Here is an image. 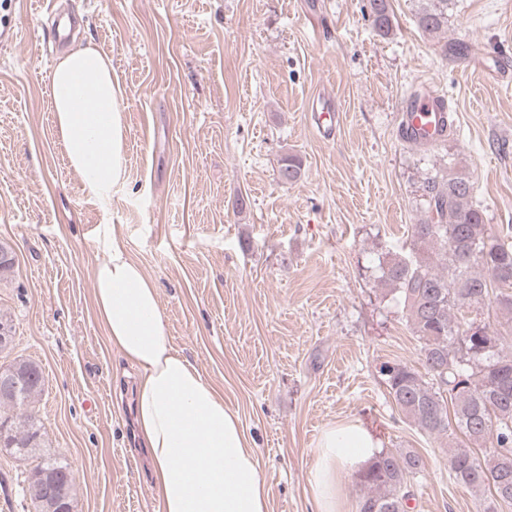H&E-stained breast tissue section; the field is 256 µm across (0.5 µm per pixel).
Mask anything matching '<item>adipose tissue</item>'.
<instances>
[{"mask_svg": "<svg viewBox=\"0 0 512 512\" xmlns=\"http://www.w3.org/2000/svg\"><path fill=\"white\" fill-rule=\"evenodd\" d=\"M51 97L71 168L90 196L108 201L126 173L111 60L90 45L71 50L55 67ZM93 279L107 339L137 371L135 435L151 460L158 512H269L267 481L237 412L173 346L154 282L110 235L102 237ZM379 452L360 421L324 427L309 478L316 512H341L337 474L365 470Z\"/></svg>", "mask_w": 512, "mask_h": 512, "instance_id": "adipose-tissue-1", "label": "adipose tissue"}]
</instances>
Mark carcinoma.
I'll return each mask as SVG.
<instances>
[{
    "label": "carcinoma",
    "mask_w": 512,
    "mask_h": 512,
    "mask_svg": "<svg viewBox=\"0 0 512 512\" xmlns=\"http://www.w3.org/2000/svg\"><path fill=\"white\" fill-rule=\"evenodd\" d=\"M414 2L424 31L448 27L451 0ZM369 8L377 31L390 35L389 0H369ZM301 173L298 156L281 159V183L292 184ZM422 191L427 217L412 225L407 249L379 253L377 265L381 295L395 304L420 343L421 368L388 362L379 373L406 419L429 437L448 439L456 482L485 495L483 512H500L512 506V354L503 351L481 305L494 298L512 321V239L491 238L470 176L455 164L426 177ZM13 269L11 248L1 242L0 281ZM44 386L30 372L13 393L0 394L4 448L44 471H67V462L41 452L45 440L34 410ZM456 434L467 445H453ZM424 468L414 451H382L362 474L358 512H408Z\"/></svg>",
    "instance_id": "obj_1"
}]
</instances>
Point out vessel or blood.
I'll return each instance as SVG.
<instances>
[{"label":"vessel or blood","instance_id":"1","mask_svg":"<svg viewBox=\"0 0 512 512\" xmlns=\"http://www.w3.org/2000/svg\"><path fill=\"white\" fill-rule=\"evenodd\" d=\"M449 108L445 96L425 93L410 100L405 108L402 125L407 142L433 144L448 136L452 128L446 125ZM338 108L333 98L324 95L311 108L310 124L322 139L334 137Z\"/></svg>","mask_w":512,"mask_h":512}]
</instances>
